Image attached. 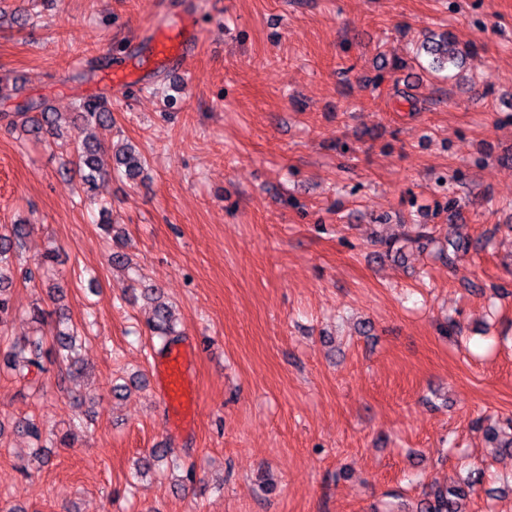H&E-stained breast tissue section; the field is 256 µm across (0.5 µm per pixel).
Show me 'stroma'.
Instances as JSON below:
<instances>
[{
  "label": "stroma",
  "mask_w": 512,
  "mask_h": 512,
  "mask_svg": "<svg viewBox=\"0 0 512 512\" xmlns=\"http://www.w3.org/2000/svg\"><path fill=\"white\" fill-rule=\"evenodd\" d=\"M165 12L193 13L180 73L143 52ZM0 224L24 253L53 249L42 280L16 279L9 334L32 305L88 325L87 378L27 395L0 358V512H383L390 494L474 481L467 512H512V457L478 419L512 417V0H0ZM28 13L25 27L10 15ZM477 45L472 84L405 72L416 103L375 83L383 58L424 33ZM112 53L140 84L112 104L114 143L147 165L99 181L111 231L63 177L68 156L12 126L45 100L81 137L79 99L102 95L91 59ZM455 209H448L449 199ZM428 225L424 253L375 239ZM123 240L129 268L109 261ZM456 253L455 266L439 250ZM176 306L196 349L192 432L154 382L160 341L146 288ZM148 382L124 399L114 385ZM98 398L93 416L72 393ZM33 417L74 442L13 430ZM194 468L177 484L171 458Z\"/></svg>",
  "instance_id": "stroma-1"
}]
</instances>
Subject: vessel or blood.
Returning <instances> with one entry per match:
<instances>
[{
  "label": "vessel or blood",
  "mask_w": 512,
  "mask_h": 512,
  "mask_svg": "<svg viewBox=\"0 0 512 512\" xmlns=\"http://www.w3.org/2000/svg\"><path fill=\"white\" fill-rule=\"evenodd\" d=\"M198 42L195 18L174 17L155 35L151 52L164 68H176ZM194 359L193 349L172 346L154 365V380L165 409L185 422L190 420L196 404Z\"/></svg>",
  "instance_id": "vessel-or-blood-1"
}]
</instances>
